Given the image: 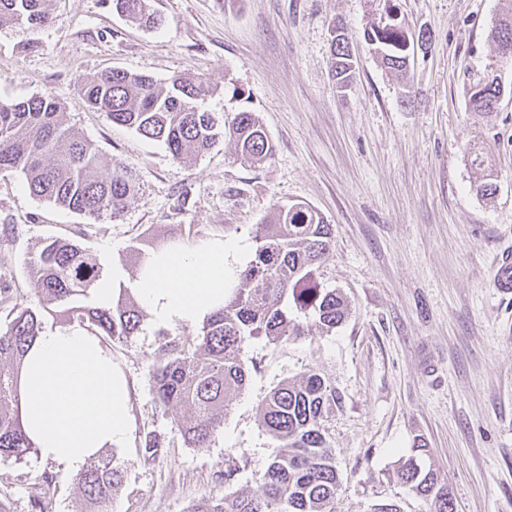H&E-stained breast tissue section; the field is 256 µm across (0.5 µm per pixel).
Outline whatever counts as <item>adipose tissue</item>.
<instances>
[{
	"mask_svg": "<svg viewBox=\"0 0 512 512\" xmlns=\"http://www.w3.org/2000/svg\"><path fill=\"white\" fill-rule=\"evenodd\" d=\"M248 256L221 239L166 249L144 265L142 305L159 322H197L224 303V285ZM25 430L41 459L83 470L128 432L129 391L99 338L81 326L43 332L25 355Z\"/></svg>",
	"mask_w": 512,
	"mask_h": 512,
	"instance_id": "obj_1",
	"label": "adipose tissue"
}]
</instances>
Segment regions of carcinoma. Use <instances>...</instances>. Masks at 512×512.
<instances>
[{"mask_svg":"<svg viewBox=\"0 0 512 512\" xmlns=\"http://www.w3.org/2000/svg\"><path fill=\"white\" fill-rule=\"evenodd\" d=\"M45 0H0V26H43L49 22ZM130 20L149 28L161 20L148 0H116ZM333 77L349 86L354 61L345 27H334ZM498 53L512 58V0H504L492 29ZM382 63L403 72L409 62L408 36L389 22L364 31ZM88 105L106 113L113 124L165 145L176 160L202 155L223 135L241 154L261 163L273 144L256 113H236L231 125L217 124L201 103L216 87L198 74L184 73L161 86L148 76L113 69L81 81ZM502 93L498 76L487 77L471 94L474 108L494 112ZM61 107L51 97L0 101V172L19 171L35 198L94 220L112 219L136 191V175L121 163L104 164L78 131L64 126ZM256 250L239 273L256 288H230L224 305L210 313L194 337L170 338L159 346L162 360L150 382L156 407L183 406L176 419L187 448H207L224 425L229 397L242 393L250 367L242 358L245 345L264 339L277 346L309 335L312 327L331 333L347 315L343 296L320 281V267L333 242L331 225L305 203L278 206L269 223L256 227ZM39 305L14 301L11 287H0V303L11 302L12 319L0 331V457L22 458L35 450L23 424L20 386L23 359L46 328L45 314L69 321L91 322L114 340L138 333L142 308L125 293L108 305L87 303L106 277L104 264L91 250L66 239L46 240L28 262ZM339 405L336 388L319 372L275 387L259 411L262 428L279 451L259 477L258 489L243 487L231 494L203 498L191 512H336L340 478L327 439L325 422ZM429 449L418 445L397 470L409 492L434 501L436 512H456V504L437 473L425 466ZM120 466L108 457L92 461L76 475L84 512H108L112 492L121 485Z\"/></svg>","mask_w":512,"mask_h":512,"instance_id":"cac0c4a2","label":"carcinoma"}]
</instances>
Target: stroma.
Here are the masks:
<instances>
[{
  "mask_svg": "<svg viewBox=\"0 0 512 512\" xmlns=\"http://www.w3.org/2000/svg\"><path fill=\"white\" fill-rule=\"evenodd\" d=\"M160 26L136 25L113 0H48L44 26L0 28V100L49 95L106 164L124 163L137 191L112 220H93L30 195L21 173L0 174V284L35 302L27 258L39 242L80 237L125 287L139 269L125 255L142 239L237 241L276 205L308 204L331 224L324 287L348 308L331 334L244 348L253 370L209 447H184L179 409H156L149 372L163 337L196 325L145 314L131 339L102 337L131 387L129 431L110 448L123 469L111 512H189L256 477L278 447L259 406L283 381L329 377L341 397L326 427L340 476L337 512H434L394 475L416 443L447 483L457 512H512V298L492 280L512 246V62L491 37L502 0H150ZM396 18L409 39L427 33L401 74L387 69L363 31ZM343 21L357 58L351 84L332 78L333 24ZM122 69L167 82L199 73L217 85L203 107L218 123L255 112L274 146L254 164L220 137L179 162L159 142L112 124L88 106L84 78ZM498 74L493 113L475 110L473 86ZM484 160L474 163L473 150ZM494 182L487 198L478 185ZM163 443L156 458L146 434ZM242 470L225 479L228 459ZM50 488H43V480ZM0 502L9 512H81L74 473L41 460L0 458Z\"/></svg>",
  "mask_w": 512,
  "mask_h": 512,
  "instance_id": "obj_1",
  "label": "stroma"
}]
</instances>
